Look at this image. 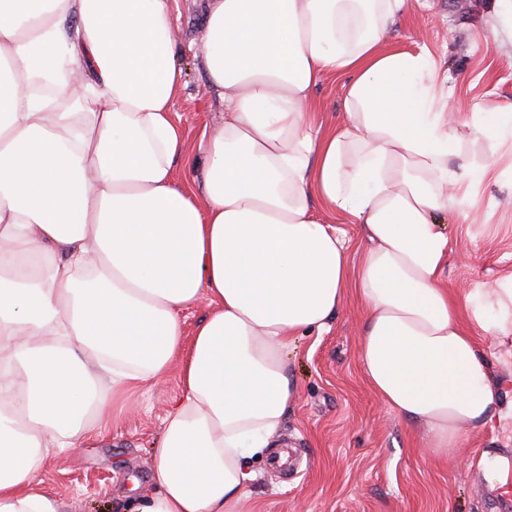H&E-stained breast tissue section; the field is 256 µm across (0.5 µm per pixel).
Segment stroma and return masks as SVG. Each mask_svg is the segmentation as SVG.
Segmentation results:
<instances>
[{"instance_id": "1", "label": "stroma", "mask_w": 512, "mask_h": 512, "mask_svg": "<svg viewBox=\"0 0 512 512\" xmlns=\"http://www.w3.org/2000/svg\"><path fill=\"white\" fill-rule=\"evenodd\" d=\"M185 85L175 101L186 157L177 178L201 174L203 130L221 110L199 67L193 44L201 35L191 0H175ZM391 46L425 42L447 69L449 103L492 110L512 103V14L497 0H409L391 25ZM345 76L324 74L316 89L325 123L345 119ZM462 156L488 167L473 209H453L445 221L452 242L445 277L449 288L482 285L487 292L512 279V143L463 137ZM364 311L348 296L331 330L296 337L288 363L298 393L273 439L286 465L254 457L257 479L236 512H512V479L486 480L483 453L512 461V343L478 332L490 354L492 376L504 397L502 414L478 431H463L440 461L420 448L421 430L388 409L363 378L359 360ZM181 393L179 367L165 379L140 384L106 413L102 437L47 458L39 490L64 512H135L153 465L151 450Z\"/></svg>"}]
</instances>
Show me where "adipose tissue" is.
<instances>
[{"label":"adipose tissue","mask_w":512,"mask_h":512,"mask_svg":"<svg viewBox=\"0 0 512 512\" xmlns=\"http://www.w3.org/2000/svg\"><path fill=\"white\" fill-rule=\"evenodd\" d=\"M406 2L198 0L224 110L180 182L171 0H0V512H61L44 459L176 361L137 512H234L297 395L290 343L352 292L364 378L433 455L498 416L476 333L512 339V322L443 282L438 215L486 176L459 162V130L512 136V105L450 110L427 48H385ZM327 72L347 77L338 128L315 100ZM315 198L360 225L357 267Z\"/></svg>","instance_id":"1"}]
</instances>
